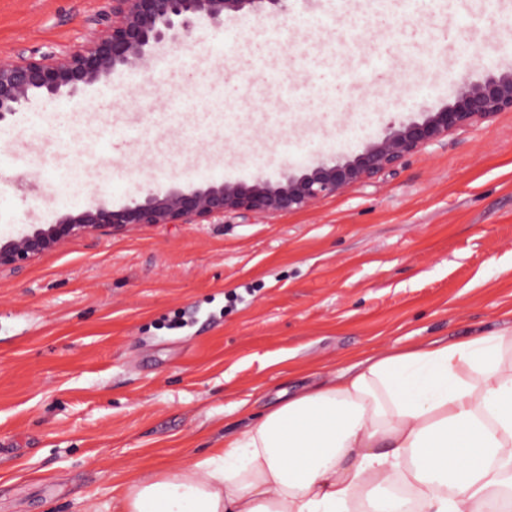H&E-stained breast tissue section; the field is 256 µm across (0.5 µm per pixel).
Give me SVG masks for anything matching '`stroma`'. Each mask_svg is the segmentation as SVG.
<instances>
[{
    "instance_id": "stroma-1",
    "label": "stroma",
    "mask_w": 512,
    "mask_h": 512,
    "mask_svg": "<svg viewBox=\"0 0 512 512\" xmlns=\"http://www.w3.org/2000/svg\"><path fill=\"white\" fill-rule=\"evenodd\" d=\"M201 24L186 70L34 102L0 138V237L147 186L278 181L512 72V0H339ZM111 0H0V59L81 45ZM390 52L369 84L346 82ZM234 79L227 94L225 79ZM132 130L121 155L87 144ZM512 324V111L307 210L140 224L0 269V512L111 507L369 354Z\"/></svg>"
}]
</instances>
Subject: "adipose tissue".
Returning a JSON list of instances; mask_svg holds the SVG:
<instances>
[{"instance_id": "obj_1", "label": "adipose tissue", "mask_w": 512, "mask_h": 512, "mask_svg": "<svg viewBox=\"0 0 512 512\" xmlns=\"http://www.w3.org/2000/svg\"><path fill=\"white\" fill-rule=\"evenodd\" d=\"M112 512H512V336L385 352L173 470Z\"/></svg>"}]
</instances>
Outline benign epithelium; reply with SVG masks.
I'll return each mask as SVG.
<instances>
[{"label": "benign epithelium", "instance_id": "1", "mask_svg": "<svg viewBox=\"0 0 512 512\" xmlns=\"http://www.w3.org/2000/svg\"><path fill=\"white\" fill-rule=\"evenodd\" d=\"M290 0H112V17L89 40L59 57L0 61V123L43 99L73 97L120 70L147 68L167 43H186L202 21L215 27L224 19L290 11ZM512 111V72L484 80H464L454 102L367 143L345 161L320 162L299 176L272 182L221 181L183 190L157 185L139 190L114 207L91 200L48 228H35L0 240V269H20L65 241L93 233H112L134 224H211L224 215L276 216L307 209L346 187L367 183L407 157L499 112Z\"/></svg>", "mask_w": 512, "mask_h": 512}]
</instances>
